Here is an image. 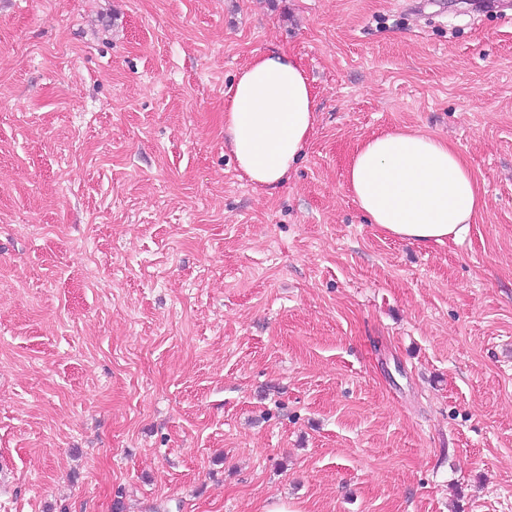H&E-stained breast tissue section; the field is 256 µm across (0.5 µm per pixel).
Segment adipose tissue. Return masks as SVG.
<instances>
[{"instance_id":"1","label":"adipose tissue","mask_w":512,"mask_h":512,"mask_svg":"<svg viewBox=\"0 0 512 512\" xmlns=\"http://www.w3.org/2000/svg\"><path fill=\"white\" fill-rule=\"evenodd\" d=\"M315 94L297 58L281 50L253 57L226 93L224 136L251 183L278 187L308 143ZM345 184L370 223L421 245L460 242L485 208L468 163L446 140L410 129L360 143Z\"/></svg>"}]
</instances>
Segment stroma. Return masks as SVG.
Segmentation results:
<instances>
[{"instance_id": "stroma-1", "label": "stroma", "mask_w": 512, "mask_h": 512, "mask_svg": "<svg viewBox=\"0 0 512 512\" xmlns=\"http://www.w3.org/2000/svg\"><path fill=\"white\" fill-rule=\"evenodd\" d=\"M316 94L266 191L251 58ZM447 139L461 243L370 224L372 134ZM512 512V7L0 0V512ZM225 96L226 146L251 183L275 189L304 151L315 121V94L302 64L282 50L258 54Z\"/></svg>"}]
</instances>
